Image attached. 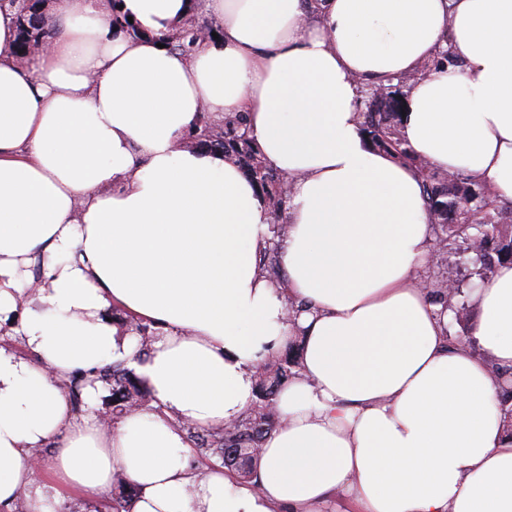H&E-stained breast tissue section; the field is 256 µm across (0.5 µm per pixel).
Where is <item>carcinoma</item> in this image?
I'll use <instances>...</instances> for the list:
<instances>
[{
  "instance_id": "obj_1",
  "label": "carcinoma",
  "mask_w": 512,
  "mask_h": 512,
  "mask_svg": "<svg viewBox=\"0 0 512 512\" xmlns=\"http://www.w3.org/2000/svg\"><path fill=\"white\" fill-rule=\"evenodd\" d=\"M197 23L188 20L175 38L174 49L183 54H190L199 48ZM50 33L46 22H33L21 17L22 40L19 41V53L28 49L27 40L32 32ZM365 115L366 131L372 142L392 154L400 162L415 163V158L406 147L395 125L397 113L390 111L389 104L381 101H367L362 109ZM244 124L241 115L224 118L223 129L216 128L205 134L206 144L202 148L233 154L244 169L246 175L255 181L270 199L283 200L278 185L281 179L279 171L261 158L250 142L237 143L238 130ZM421 178L427 203H432L437 196L456 200L466 206L469 194L459 181H450L442 174L425 168ZM484 222L472 224H440L437 237L439 241L477 240L480 242L478 260L485 270L503 262L512 263V232L500 225L493 226L495 234L489 236L482 231ZM296 343L292 342L274 360L267 363L266 369L256 375L255 396L252 407L240 418L238 424L230 429L188 428L196 448L201 456L208 458L218 453L224 467L239 478L250 481L257 477V468L262 453V446L268 434L278 426L275 417L276 398L281 389L295 376L298 367L297 355L293 354ZM101 380L112 383V418L121 419L125 415L142 409L153 401L145 384L123 364L117 363L99 374ZM136 496V489L125 479L119 477L112 486V504L110 512H130V505Z\"/></svg>"
}]
</instances>
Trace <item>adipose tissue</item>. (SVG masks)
I'll use <instances>...</instances> for the list:
<instances>
[{"instance_id":"adipose-tissue-1","label":"adipose tissue","mask_w":512,"mask_h":512,"mask_svg":"<svg viewBox=\"0 0 512 512\" xmlns=\"http://www.w3.org/2000/svg\"><path fill=\"white\" fill-rule=\"evenodd\" d=\"M121 3L141 37L115 33L112 0H52L53 34L24 57L17 12L0 10V332L27 349L0 344V512H55L118 475L130 512H326L334 497L512 512L492 374L512 370V264L473 291L470 343L448 344L415 166L512 201V0H207L216 35L188 56L159 41L196 0ZM448 49L459 65H440ZM397 83L411 164L372 143L360 111L366 88ZM203 111L244 115L287 176L280 243L237 160L185 147ZM272 248L281 283L259 264ZM116 308L153 325L148 347ZM295 338L256 482L193 467L189 428L242 417L259 367ZM115 363L153 402L107 422L97 373Z\"/></svg>"}]
</instances>
